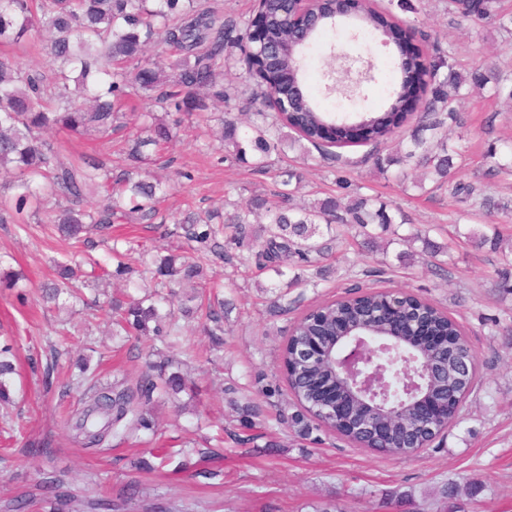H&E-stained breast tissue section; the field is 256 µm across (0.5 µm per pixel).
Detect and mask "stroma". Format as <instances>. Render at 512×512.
Wrapping results in <instances>:
<instances>
[{"instance_id": "stroma-1", "label": "stroma", "mask_w": 512, "mask_h": 512, "mask_svg": "<svg viewBox=\"0 0 512 512\" xmlns=\"http://www.w3.org/2000/svg\"><path fill=\"white\" fill-rule=\"evenodd\" d=\"M423 6L418 22L428 38L420 42L421 51L430 52L428 40L434 37L454 49L460 68H472L487 55L512 64L511 42L448 15L441 0H424ZM343 52L374 66L373 81L353 100L327 90L328 73ZM397 56L395 47L382 46L375 30L354 39L344 28H328L306 53L305 85L332 111H376L388 105L400 80ZM223 114V107L214 105L185 120L158 162L149 164L151 173L174 178L171 195L160 205L166 224L190 211L223 209L228 188L241 189L247 199L273 182L274 173L224 163V150L212 135ZM460 115L463 135L448 139L449 146L465 150L459 178L481 181L491 193L512 197V179L489 175L484 160L491 145L512 138V112L476 95L461 105ZM279 164L301 167L298 198L310 201L339 191L335 168L318 152L302 161L291 151ZM348 178L365 194L396 201L413 225H432L433 240H453L450 254L403 262L397 255L404 244L392 243L383 254L373 252L357 230H346L323 261L325 276L306 268L303 283L285 289L275 314L268 310L265 291L270 274L210 256L211 282L233 309L219 344L204 332L203 319L182 325L174 355L193 381L178 400L187 404V411L181 415L176 402L162 403L155 432L106 450L83 447L66 426L82 397L81 391L64 388L68 358L89 355L103 380L133 383L146 370L145 342L112 337L104 311L83 303L71 301L61 310L41 306L37 285L51 276L53 260L63 259L71 247L39 224L25 231L0 224V255L5 258L0 266L23 271L31 282L25 304L18 301L16 289L0 284V342L15 339L21 367L14 403L7 416H0V512H50L49 478L71 497L64 512H101L103 502L111 504L112 512H313L314 506L330 501L341 512H388L384 495L396 488L414 496L407 512H432L443 486L461 490L473 480L482 489L466 502L467 512H512V291L500 286L502 277L512 278V260L456 238V231L482 228L485 219L460 220L465 205L447 193L404 190L366 166ZM361 289L411 293L445 309L462 326L474 356L476 378L457 423L407 458L355 447L324 428L306 439L281 428L280 409L289 396L279 353L293 323L313 306ZM64 319L71 324L66 338L55 333ZM52 344L67 356L60 359L48 391L39 368ZM232 384L255 393L266 426L279 431L282 447L240 446L227 437L224 427L236 415L223 389ZM33 441L47 442L46 451L30 455L27 445ZM186 459L198 462V472L178 471V463Z\"/></svg>"}]
</instances>
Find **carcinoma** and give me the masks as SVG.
Wrapping results in <instances>:
<instances>
[{
    "mask_svg": "<svg viewBox=\"0 0 512 512\" xmlns=\"http://www.w3.org/2000/svg\"><path fill=\"white\" fill-rule=\"evenodd\" d=\"M269 22L266 44L250 43V20L224 15L211 0H0V175L10 178L11 193H0V224H48L71 244L86 241L88 234L106 235L112 224L136 214L141 220L157 217L156 204L171 184L160 179L138 177V169L150 163L164 145L177 137L181 120L167 121L152 112L138 113L139 104L155 100L168 112L190 116L208 108V102L224 104L225 115L218 131L224 144V160L248 163L261 173L268 171L272 155L284 148L303 157L310 149L347 167L368 164L384 179L402 183L422 170L417 181L431 177L435 188L479 207L488 223L512 215V201L485 194L473 182L453 176V155L448 153V122L462 126L458 104L474 89L490 94L512 108V74L495 63H481L463 75L454 68L451 50L433 42V53L422 59L409 56L401 65V81L393 90L390 106L370 117L362 145L369 148L354 160L333 146L330 116L306 93L296 63L281 52L285 44L305 43L319 31L306 22L296 29L290 18L304 9L301 0H257ZM375 0H353L351 19L362 27L381 31L383 40L398 42L397 21H383ZM451 16L488 25L512 39V11L502 0H445ZM39 47L46 69L22 67L12 55L20 45ZM159 45L174 52L168 70L159 68L149 50ZM235 69L240 77L255 81V89L244 99L237 86L224 85V71ZM421 69L425 83L416 86L407 73ZM139 121L128 137L125 165L112 167V160L91 154H71L47 138L51 130L74 139H105ZM505 151L491 148L486 156L492 171L512 176V144ZM302 176L294 170L282 174L262 197L236 204L225 222L213 223L215 213L195 212L178 222L179 237L198 254L189 258L170 252L155 261L152 291L137 298L126 294L111 297L107 317L114 336H153L165 349H173L181 336L180 319L197 317L195 303L207 287L203 254L238 258L242 264L273 272L281 277L294 260L309 262L310 254L321 255L336 241V225L359 229L373 243L368 228L375 227L388 241L409 244L420 240L424 253L436 257L448 253L429 239L431 226L402 235L401 215L391 205L356 193L347 198L328 196L314 202H294L292 182ZM92 195L104 203L93 205ZM111 257L115 270L93 263L99 273L79 274L70 257L55 261L56 278L40 286L41 299L57 304L61 297L86 302L83 290L114 277L135 284L133 270L121 258L118 240ZM186 282L198 291L189 302L174 304L173 289ZM391 292L372 291L360 296L328 301L299 318L281 351V361L292 395L294 412L282 415L283 424L296 437L321 426L333 430L361 448H382L385 455L405 457L430 435L402 410L393 418V434L374 437L349 426L345 415L330 423L320 414L321 394L316 381H333L329 363H300L293 346L325 344L344 333V314L354 311L362 318L380 309ZM404 304L420 306L437 328L458 341L461 328L447 313L409 297ZM206 332L213 337L224 332V300L213 297L206 313ZM158 360L151 363L156 374H146L134 384L127 380L96 384L87 360L76 362L71 375L76 388L91 385L90 396L74 424L88 448H109L142 431H155L152 413L158 396L186 390L187 378L180 371L166 373L173 360L164 349L152 348ZM442 376L431 382L434 395L467 393L472 378L462 371L461 360L473 362L469 346L448 357ZM18 374L17 357L9 346L0 348V403H12L11 385ZM229 404L240 421L253 425L262 416L261 406L237 388Z\"/></svg>",
    "mask_w": 512,
    "mask_h": 512,
    "instance_id": "cac0c4a2",
    "label": "carcinoma"
}]
</instances>
